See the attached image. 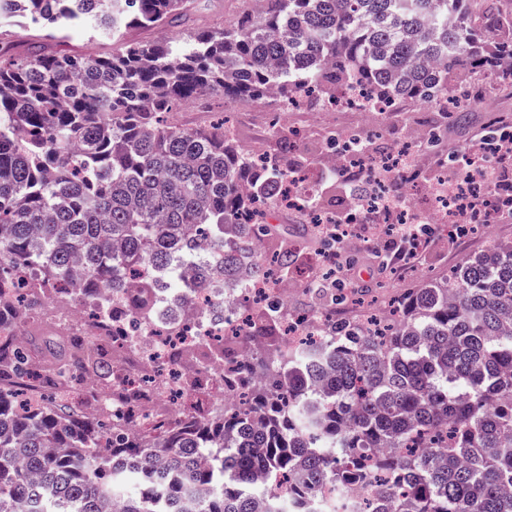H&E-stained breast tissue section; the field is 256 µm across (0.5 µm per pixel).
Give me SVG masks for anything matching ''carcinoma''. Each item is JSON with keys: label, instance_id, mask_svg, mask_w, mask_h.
Wrapping results in <instances>:
<instances>
[{"label": "carcinoma", "instance_id": "1", "mask_svg": "<svg viewBox=\"0 0 512 512\" xmlns=\"http://www.w3.org/2000/svg\"><path fill=\"white\" fill-rule=\"evenodd\" d=\"M512 0H250L236 22L179 43L122 45L109 57L39 53L0 42V330L32 328L43 292L76 266L79 300L106 285L141 298L137 315L181 301L223 257L224 297L288 274L300 252L265 250L270 209L296 170L297 140L253 162L224 124L169 121L217 92L240 105L297 102L355 78L388 101L451 107L474 74L512 82ZM190 0H0V19L38 29L86 21L104 33L163 27ZM401 324L283 345L278 308L251 335L246 403L156 427L86 410V377L112 388L115 362L84 336L0 339V512H286L287 492L376 476L394 489L374 512H512V243L496 245L393 303Z\"/></svg>", "mask_w": 512, "mask_h": 512}]
</instances>
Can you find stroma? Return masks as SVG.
Listing matches in <instances>:
<instances>
[{"instance_id":"35a3bbf8","label":"stroma","mask_w":512,"mask_h":512,"mask_svg":"<svg viewBox=\"0 0 512 512\" xmlns=\"http://www.w3.org/2000/svg\"><path fill=\"white\" fill-rule=\"evenodd\" d=\"M245 0H193L186 14L179 16L166 28H132L124 32L120 41L125 43L152 44L162 41H176L193 32L221 27L234 22L244 11ZM10 30L18 43L19 54L46 51L74 52L91 56L110 55L117 42L111 36L93 28L92 25H75L48 36L44 32L11 24ZM482 96L491 104L490 111L478 110L470 113L469 122L464 126H451L448 131L449 150L469 146L482 136L485 125L493 114H512V86L499 79L480 76ZM277 105L273 99L265 98L247 106L224 103L220 96H213L202 105L187 106L175 112L173 120L186 127H198L204 122H217L223 112L237 114L235 138L238 145L246 150L271 152L276 143L269 136V129L276 119ZM298 123L304 124L305 131L297 148V158L305 167L310 183L319 194L322 212L343 215L349 197L336 179L330 178L323 161L325 141L330 129L352 125L356 117L350 112L324 113L322 122L316 127H307V114L300 111L295 115ZM512 242V218H493L491 224L470 225L468 232L452 238L438 234L422 251L418 260L412 262L411 272L395 277L385 266L386 250L377 249L373 238L366 235L352 236L350 244L342 253L345 265L340 278L346 288L362 289L367 300H392L430 279H439L468 258L500 243Z\"/></svg>"}]
</instances>
